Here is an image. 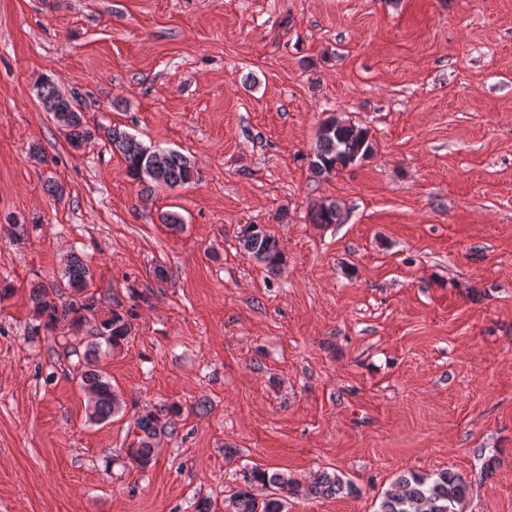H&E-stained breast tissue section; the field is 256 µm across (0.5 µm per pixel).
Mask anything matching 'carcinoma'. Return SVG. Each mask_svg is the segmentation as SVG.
<instances>
[{
	"instance_id": "cac0c4a2",
	"label": "carcinoma",
	"mask_w": 512,
	"mask_h": 512,
	"mask_svg": "<svg viewBox=\"0 0 512 512\" xmlns=\"http://www.w3.org/2000/svg\"><path fill=\"white\" fill-rule=\"evenodd\" d=\"M92 136L93 132L87 127L81 112H73L69 143L78 147L91 140ZM108 138L112 148L121 154L127 174L146 183L144 189L148 191L161 184L170 188L182 186L195 176L190 160L178 151L159 146L147 147L118 127L109 130ZM373 152L369 130L348 122L317 137L309 166L317 175L331 174L370 158ZM309 218L314 224H340L344 221L341 208L334 201L312 209ZM238 239L244 251L269 271L282 269L283 248L265 225L246 224L240 227ZM92 277L90 267L75 256L65 267L62 283L52 286L54 293L61 286L71 290L66 300L55 301L43 285L32 289L30 299L43 318V327L49 331L69 322L74 326L90 324L84 346H73L70 353L78 357L83 367L79 386L90 397L88 420L101 424L120 413L122 406L114 393L111 379L100 366V358L124 345L136 313L134 307L125 308L121 302L115 301L107 313L98 314L101 301L84 294ZM179 411L180 407L172 403L137 414V440L128 448L127 455L139 468L145 469L152 464L156 440L169 425L167 416ZM242 480L243 486L236 490L231 499L233 512H284L291 498L332 497L344 491H353L350 481L336 472L327 471L313 481L303 483L286 473L253 467L244 471ZM259 485L277 488L278 496L257 500L254 490ZM468 489L466 480L449 469L430 475L404 472L383 493L376 512H459Z\"/></svg>"
}]
</instances>
